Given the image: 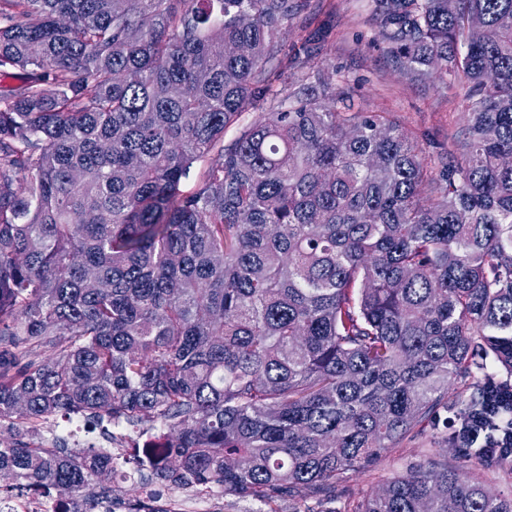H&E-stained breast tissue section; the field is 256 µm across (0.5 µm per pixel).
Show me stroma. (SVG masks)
Listing matches in <instances>:
<instances>
[{
    "label": "stroma",
    "instance_id": "stroma-1",
    "mask_svg": "<svg viewBox=\"0 0 512 512\" xmlns=\"http://www.w3.org/2000/svg\"><path fill=\"white\" fill-rule=\"evenodd\" d=\"M315 20L305 29L289 28L282 39V55L290 57L304 41L319 53L314 64L346 79L355 107L368 112H390L403 127L420 136L429 152H440L463 123L464 103L454 89L411 81L389 65L376 39L371 0H309ZM439 448L449 461L474 476L487 479L492 489L512 494V475L493 474L484 462L459 455L443 426H427L422 434L387 449L378 466L351 473L355 494L406 471L429 449Z\"/></svg>",
    "mask_w": 512,
    "mask_h": 512
}]
</instances>
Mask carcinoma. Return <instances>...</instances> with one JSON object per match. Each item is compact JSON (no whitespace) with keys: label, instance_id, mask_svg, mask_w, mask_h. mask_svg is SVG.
<instances>
[{"label":"carcinoma","instance_id":"1","mask_svg":"<svg viewBox=\"0 0 512 512\" xmlns=\"http://www.w3.org/2000/svg\"><path fill=\"white\" fill-rule=\"evenodd\" d=\"M372 3L394 70L463 93L443 157L353 110L311 43L280 58L306 0H0V76L22 73L0 95L9 488L55 512L145 474L267 512H512L439 451L347 486L512 397V0ZM120 420L150 424L123 470ZM449 437L450 431L448 430L447 434L442 421L436 427L430 424L420 436L414 439H405L396 444L394 448H388L378 466L352 472L349 475L348 484L356 495H360L371 487L381 486L387 480L404 473L430 448H442V452L448 455V461L459 464L474 476L487 479L492 489L506 495L512 494L511 474L492 475L491 467L484 462L459 455ZM213 507L219 509L216 512H244L245 509L253 511L266 510L267 507L260 502L249 499L238 498L235 496H224V493L217 487H213Z\"/></svg>","mask_w":512,"mask_h":512}]
</instances>
